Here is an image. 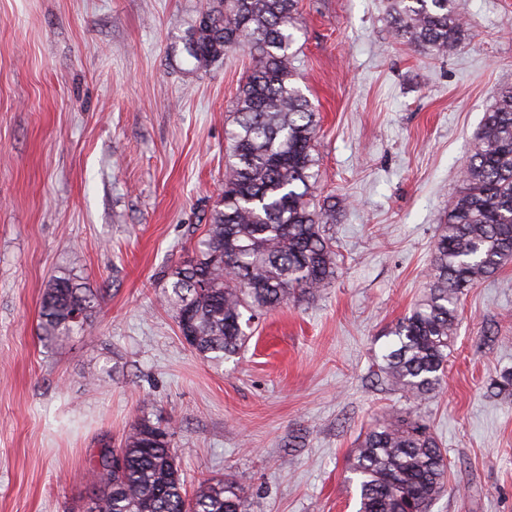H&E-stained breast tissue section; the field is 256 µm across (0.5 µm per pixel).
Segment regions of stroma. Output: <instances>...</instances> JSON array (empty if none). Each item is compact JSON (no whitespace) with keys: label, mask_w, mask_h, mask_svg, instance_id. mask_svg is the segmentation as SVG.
<instances>
[{"label":"stroma","mask_w":512,"mask_h":512,"mask_svg":"<svg viewBox=\"0 0 512 512\" xmlns=\"http://www.w3.org/2000/svg\"><path fill=\"white\" fill-rule=\"evenodd\" d=\"M204 2L0 0V512H82L98 451L144 415L173 432L188 491L237 475L249 512H357L348 456L385 415L423 420L445 451L432 512H512V263L462 296L440 388L405 397L377 360L512 85V0H456L471 37L440 57L394 39L388 0H300L292 65L319 114L336 278L255 318L218 367L161 302L224 187L249 66L188 56ZM63 273L101 300L59 348L38 307Z\"/></svg>","instance_id":"stroma-1"}]
</instances>
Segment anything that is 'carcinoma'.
Masks as SVG:
<instances>
[{"label":"carcinoma","mask_w":512,"mask_h":512,"mask_svg":"<svg viewBox=\"0 0 512 512\" xmlns=\"http://www.w3.org/2000/svg\"><path fill=\"white\" fill-rule=\"evenodd\" d=\"M298 0H210L188 30L185 50L208 66L227 52L250 57L225 132L224 191L196 256L170 273L166 306L180 335L219 367L238 357L252 320L289 299L313 296L336 274L325 225L332 197L320 180L317 113L295 85L290 49ZM391 29L430 56L460 49L469 24L455 0H392ZM512 262V86L486 112L461 188L441 225L428 292L397 322L381 355L384 380L422 398L441 384L465 289ZM96 296L70 275L50 279L40 300L39 335L60 346L84 330ZM358 512H429L447 470L437 439L418 419L376 421L351 450ZM87 512H249L238 477L184 489L172 433L142 417L117 449H101L88 470Z\"/></svg>","instance_id":"carcinoma-1"}]
</instances>
